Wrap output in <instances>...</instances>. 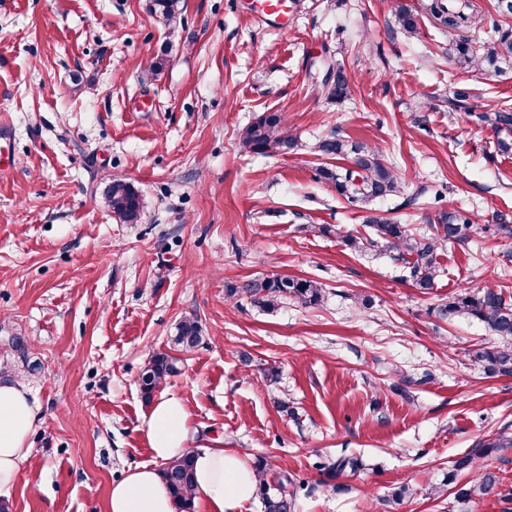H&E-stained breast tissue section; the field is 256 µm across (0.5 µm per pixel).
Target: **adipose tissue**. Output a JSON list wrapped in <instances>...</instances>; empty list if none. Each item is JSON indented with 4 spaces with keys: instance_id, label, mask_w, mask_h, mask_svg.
Here are the masks:
<instances>
[{
    "instance_id": "ef3b65f1",
    "label": "adipose tissue",
    "mask_w": 512,
    "mask_h": 512,
    "mask_svg": "<svg viewBox=\"0 0 512 512\" xmlns=\"http://www.w3.org/2000/svg\"><path fill=\"white\" fill-rule=\"evenodd\" d=\"M187 417L179 398L164 397L153 404L142 433L156 459L168 462L189 452ZM37 419L25 386L0 382V494L19 478ZM194 471V496L205 501L210 512H239L257 491V473L237 450L209 448L195 453ZM107 512H176V505L157 468L134 465L113 484Z\"/></svg>"
}]
</instances>
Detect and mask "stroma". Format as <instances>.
I'll list each match as a JSON object with an SVG mask.
<instances>
[{
	"instance_id": "35a3bbf8",
	"label": "stroma",
	"mask_w": 512,
	"mask_h": 512,
	"mask_svg": "<svg viewBox=\"0 0 512 512\" xmlns=\"http://www.w3.org/2000/svg\"><path fill=\"white\" fill-rule=\"evenodd\" d=\"M401 3L416 38L394 21ZM426 4L292 0L280 28L241 0H181L171 29L150 0H0V379L26 385L39 414L0 512H106L127 467L154 464L139 381L157 353L177 358L155 394L182 399L190 448L266 460L291 480L294 512H512V446L486 459L495 495L457 497L473 474L454 461L512 437V376L472 359L494 343L488 329L440 311L486 285L512 296V238L486 225L512 210V155L448 110L459 85L476 112L512 105V73L456 65L459 38L489 29L445 31ZM163 50L167 67L144 79ZM332 66L352 84L341 102L320 91ZM265 111L285 113L288 153L241 149ZM333 131L399 173L379 215L420 229L447 210L485 225L441 247L432 290L396 256L341 242L368 228L316 177L313 147ZM115 179L139 189L138 223L106 207ZM277 275L319 281L326 296L269 310L225 297ZM190 314L203 339L175 352ZM341 457L360 470H330Z\"/></svg>"
}]
</instances>
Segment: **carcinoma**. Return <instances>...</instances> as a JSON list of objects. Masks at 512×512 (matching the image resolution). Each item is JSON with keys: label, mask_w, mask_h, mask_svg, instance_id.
Instances as JSON below:
<instances>
[{"label": "carcinoma", "mask_w": 512, "mask_h": 512, "mask_svg": "<svg viewBox=\"0 0 512 512\" xmlns=\"http://www.w3.org/2000/svg\"><path fill=\"white\" fill-rule=\"evenodd\" d=\"M180 0H150L152 14L173 22L180 14ZM429 13L440 24L450 30L466 29L482 20V7L474 0H431ZM395 21L409 36L418 34L416 15L406 6L398 5ZM494 36L475 46L462 37L454 48V60L462 68H477L494 73L512 69V27L492 24ZM321 92L329 99L342 100L350 93V82L343 70L336 71L333 79H324ZM471 94L466 87L457 88L448 99V111L469 113ZM478 120L497 135L496 148L502 154L512 155V107L488 104L477 115ZM286 119L281 112H264L255 122L240 133V145L246 151L273 155L285 153L293 146L287 135ZM321 156L339 160H352L354 166L317 169L319 180L330 184L336 193L348 202L366 209L365 223L371 229L367 235H344L341 230L329 226L318 228V232H336L349 250L366 254L389 252L401 257L409 264L414 285L422 290L434 288L438 277L437 251L445 242H464L483 231L477 221L456 211H441L433 219V232H414L406 224L381 216L370 208L380 199L400 193V179L395 170L385 164L377 149L349 137L332 133L315 147ZM105 202L112 214L124 223H135L140 219L141 200L137 189L123 180H114L105 194ZM492 220L497 231L512 238V211H499ZM229 299H248L254 305L269 309L277 301L291 299L302 305H317L324 300L325 286L317 281L292 277L248 280L226 289ZM443 313L466 315L483 323L491 335L502 344L481 346L472 351L471 357L491 374L512 375V298L503 291L486 286L475 294H461L442 305ZM201 341V327L193 316L184 317L178 324L172 344L180 351H188ZM173 370L169 355L159 353L151 358L141 376L140 388L144 399L149 400L156 388ZM499 443H480L465 456L457 459L454 470L469 469L474 473L473 481L461 488L458 497L465 500L486 498L496 491L497 480L493 472L481 462ZM194 455L190 452L166 463L161 470L179 512H192L194 488ZM267 463L257 464L259 477L258 493L264 512H293L295 502L288 493V483L283 479L271 484L266 475Z\"/></svg>", "instance_id": "cac0c4a2"}]
</instances>
